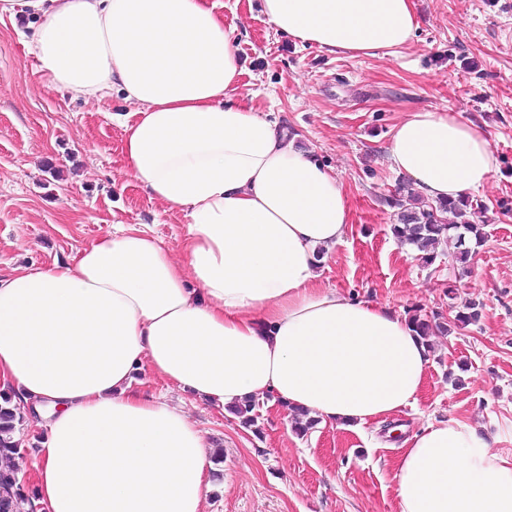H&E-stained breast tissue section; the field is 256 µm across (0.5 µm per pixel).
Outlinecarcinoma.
<instances>
[{
	"instance_id": "1",
	"label": "carcinoma",
	"mask_w": 512,
	"mask_h": 512,
	"mask_svg": "<svg viewBox=\"0 0 512 512\" xmlns=\"http://www.w3.org/2000/svg\"><path fill=\"white\" fill-rule=\"evenodd\" d=\"M398 208L397 224L393 232L403 245L414 247L426 264L436 258V249L444 236L456 235L461 250L457 260L467 262L475 248L484 240L483 227L475 223L472 217L476 209L467 198L448 199L435 203H425L419 198L408 200L394 199ZM479 319V310L472 307L469 312H457L448 320L437 316L431 320L415 317L411 320L414 331L424 338L436 329L442 332L448 328L463 329ZM256 401L247 400L237 404L233 413L241 418L243 424L255 423ZM24 420L23 406L14 395L0 392V512H38L35 503L36 494H28L22 485L20 468L14 463L21 455V440L17 438Z\"/></svg>"
}]
</instances>
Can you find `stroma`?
Returning a JSON list of instances; mask_svg holds the SVG:
<instances>
[{
  "label": "stroma",
  "instance_id": "stroma-1",
  "mask_svg": "<svg viewBox=\"0 0 512 512\" xmlns=\"http://www.w3.org/2000/svg\"><path fill=\"white\" fill-rule=\"evenodd\" d=\"M233 29L242 74L235 100L298 133L344 182L352 224L316 267L322 284L404 316L448 314L479 302L480 320L428 339L430 362L415 406L344 429H292V411L260 401L256 427L150 372L132 388L182 407L213 463L206 512H399L393 475L406 439L451 418L512 455V0H414L419 28L399 54H330L277 31L261 0H214ZM33 18L0 20V276L62 263L113 225L133 224L175 261L188 220L149 196L128 169L119 116L137 105L113 94L84 102L49 85L28 42ZM448 110L489 141L496 165L471 192L485 240L468 263L455 239L423 265L400 245L389 198L405 184L387 145L407 113Z\"/></svg>",
  "mask_w": 512,
  "mask_h": 512
}]
</instances>
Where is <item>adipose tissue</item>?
Listing matches in <instances>:
<instances>
[{
	"label": "adipose tissue",
	"instance_id": "1",
	"mask_svg": "<svg viewBox=\"0 0 512 512\" xmlns=\"http://www.w3.org/2000/svg\"><path fill=\"white\" fill-rule=\"evenodd\" d=\"M41 19L45 80L85 100L112 92L123 154L152 198L188 220L183 263L144 230L116 226L52 267L0 277V391L41 411L44 512H204L205 437L165 398L131 389L140 369L220 406L268 395L326 423L365 425L412 405L429 354L407 318L317 281L344 239L341 179L268 116L233 102L232 30L207 0H0ZM300 45L395 54L413 0H262ZM426 198L486 185L488 140L448 111L409 113L387 148ZM399 512H512V457L467 423L427 425L393 475Z\"/></svg>",
	"mask_w": 512,
	"mask_h": 512
}]
</instances>
